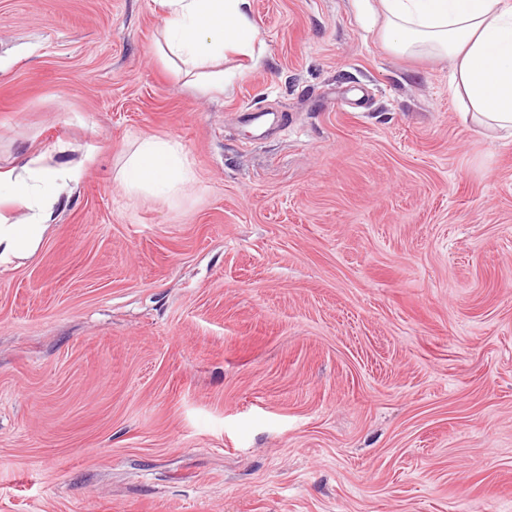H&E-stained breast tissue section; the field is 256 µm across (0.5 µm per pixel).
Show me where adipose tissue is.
I'll return each instance as SVG.
<instances>
[{
  "mask_svg": "<svg viewBox=\"0 0 512 512\" xmlns=\"http://www.w3.org/2000/svg\"><path fill=\"white\" fill-rule=\"evenodd\" d=\"M165 58L180 61L193 85L223 91L224 72L216 64L225 51L248 55L261 66L251 0H157ZM381 37L395 52L429 50L452 63L448 92L465 104L464 118L488 129L495 139H512V0H380ZM83 161L46 166L42 157L0 170V271L34 255L44 241L55 205L78 182ZM192 172L178 144L142 139L127 159L125 191L173 193ZM24 209L17 223L6 207Z\"/></svg>",
  "mask_w": 512,
  "mask_h": 512,
  "instance_id": "ef3b65f1",
  "label": "adipose tissue"
}]
</instances>
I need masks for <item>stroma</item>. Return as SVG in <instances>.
<instances>
[{
    "label": "stroma",
    "instance_id": "1",
    "mask_svg": "<svg viewBox=\"0 0 512 512\" xmlns=\"http://www.w3.org/2000/svg\"><path fill=\"white\" fill-rule=\"evenodd\" d=\"M252 19L203 94L154 0H0V169L96 149L0 272V512H512V141L356 0ZM191 177L192 172L178 144L149 137L142 139L127 159L121 183L127 192L151 189L175 193Z\"/></svg>",
    "mask_w": 512,
    "mask_h": 512
}]
</instances>
